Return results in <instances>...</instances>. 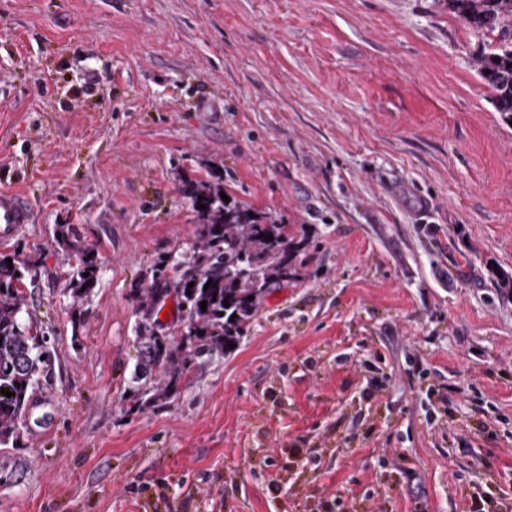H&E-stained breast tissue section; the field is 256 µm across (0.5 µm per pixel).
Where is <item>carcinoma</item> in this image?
I'll return each instance as SVG.
<instances>
[{
    "label": "carcinoma",
    "instance_id": "carcinoma-1",
    "mask_svg": "<svg viewBox=\"0 0 512 512\" xmlns=\"http://www.w3.org/2000/svg\"><path fill=\"white\" fill-rule=\"evenodd\" d=\"M448 10L478 31L500 33L501 44L478 57V73L495 110L512 121V0H448ZM222 191L224 176L215 172L206 180L183 182L195 212L197 246L180 256L158 257L146 272L141 319L133 328L136 386L129 395L139 408L168 402L196 366L231 354L230 345L240 344L270 290L301 276L305 232L273 212L226 202ZM199 202L205 209L197 208ZM55 236L62 250L80 257L67 292L81 302L96 284V257L75 225H57ZM28 272L27 262L9 264L0 257V389L13 392L0 394V446L5 448L16 445L36 390L50 386L56 372L50 339L23 323ZM171 296L177 299L180 324L166 331L155 316Z\"/></svg>",
    "mask_w": 512,
    "mask_h": 512
}]
</instances>
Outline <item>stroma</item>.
Here are the masks:
<instances>
[{"instance_id": "stroma-1", "label": "stroma", "mask_w": 512, "mask_h": 512, "mask_svg": "<svg viewBox=\"0 0 512 512\" xmlns=\"http://www.w3.org/2000/svg\"><path fill=\"white\" fill-rule=\"evenodd\" d=\"M444 0H0V189L55 341L0 512H484L512 494V123ZM303 224L300 279L168 402L127 398L184 179ZM74 224L98 257L66 291ZM31 201L16 190L0 191V240L10 241L20 236L26 224L33 222ZM56 241L58 246L68 253L80 257V263L73 271L66 288L73 301L82 302L93 291L98 273L97 260L94 253L83 245L82 238L74 224H61L57 226ZM89 272L88 277L84 273Z\"/></svg>"}]
</instances>
